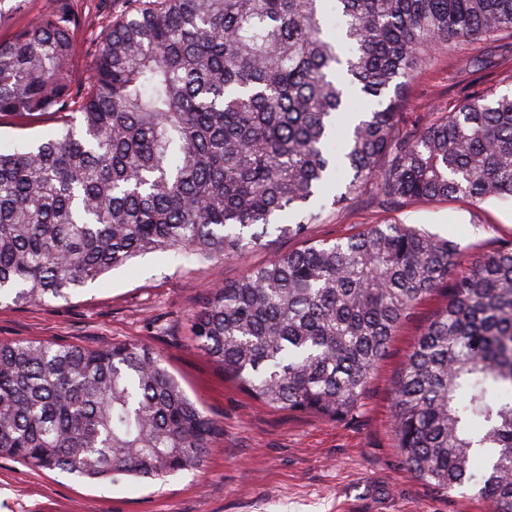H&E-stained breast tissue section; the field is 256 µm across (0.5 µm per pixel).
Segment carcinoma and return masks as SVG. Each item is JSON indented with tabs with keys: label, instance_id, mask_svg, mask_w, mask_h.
<instances>
[{
	"label": "carcinoma",
	"instance_id": "cac0c4a2",
	"mask_svg": "<svg viewBox=\"0 0 512 512\" xmlns=\"http://www.w3.org/2000/svg\"><path fill=\"white\" fill-rule=\"evenodd\" d=\"M77 22L63 6L0 42V117L56 118L0 150V303L67 300L148 253L203 264L298 239L209 289L193 339L259 406L342 422L443 289L394 382L398 452L512 512V244L469 266L406 224L310 238L367 192L389 208L512 198V93L403 118L438 53L492 38L512 57V0H130L79 86ZM223 434L152 346L0 342V455L156 480L201 468Z\"/></svg>",
	"mask_w": 512,
	"mask_h": 512
}]
</instances>
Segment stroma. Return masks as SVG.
<instances>
[{
  "label": "stroma",
  "mask_w": 512,
  "mask_h": 512,
  "mask_svg": "<svg viewBox=\"0 0 512 512\" xmlns=\"http://www.w3.org/2000/svg\"><path fill=\"white\" fill-rule=\"evenodd\" d=\"M81 51L72 78L93 64V47L128 0H72ZM480 41L439 54L413 81L408 120L424 112H451L486 86L512 92V61L496 58ZM407 224L458 242L469 261L512 243V199L473 206L458 200H419L385 209L369 197L325 212L313 239L360 233L373 224ZM300 242L273 238L241 259L198 264L147 254L82 287L69 300L0 305V341L93 347L139 342L161 352L164 364L191 400L224 429L202 470L163 482L130 478L82 480L47 472L0 455V512H494L468 487L441 491L403 463L392 429L394 381L408 351L444 304L432 296L393 339L365 394L362 414L336 422L312 414L264 409L222 367L196 348L191 315L205 289L240 279Z\"/></svg>",
  "instance_id": "obj_1"
}]
</instances>
